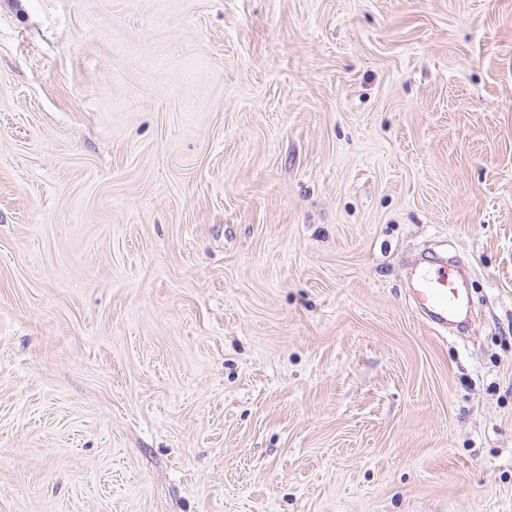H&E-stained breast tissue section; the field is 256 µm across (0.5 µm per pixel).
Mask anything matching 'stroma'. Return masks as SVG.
Returning a JSON list of instances; mask_svg holds the SVG:
<instances>
[{
	"mask_svg": "<svg viewBox=\"0 0 512 512\" xmlns=\"http://www.w3.org/2000/svg\"><path fill=\"white\" fill-rule=\"evenodd\" d=\"M0 512H512V0H0ZM428 264L416 277L413 294L432 325L448 327L459 317L464 305L458 271L448 265L447 271L442 268L432 270L433 265Z\"/></svg>",
	"mask_w": 512,
	"mask_h": 512,
	"instance_id": "35a3bbf8",
	"label": "stroma"
}]
</instances>
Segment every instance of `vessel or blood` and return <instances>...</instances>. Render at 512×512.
Segmentation results:
<instances>
[{
  "label": "vessel or blood",
  "instance_id": "vessel-or-blood-1",
  "mask_svg": "<svg viewBox=\"0 0 512 512\" xmlns=\"http://www.w3.org/2000/svg\"><path fill=\"white\" fill-rule=\"evenodd\" d=\"M413 294L428 320L437 327L454 323L464 305L458 272L452 268L424 267L414 282Z\"/></svg>",
  "mask_w": 512,
  "mask_h": 512
}]
</instances>
